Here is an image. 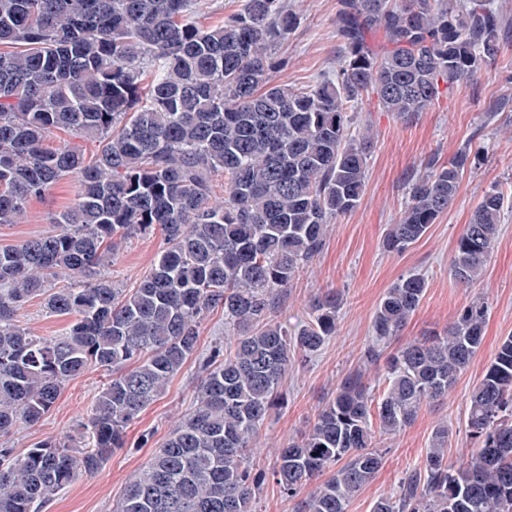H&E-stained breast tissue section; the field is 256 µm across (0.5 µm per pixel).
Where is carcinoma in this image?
Returning <instances> with one entry per match:
<instances>
[{"label":"carcinoma","instance_id":"1","mask_svg":"<svg viewBox=\"0 0 512 512\" xmlns=\"http://www.w3.org/2000/svg\"><path fill=\"white\" fill-rule=\"evenodd\" d=\"M196 0H0V224L72 175L80 191L58 230L0 249V437L38 423L70 378L108 373L80 440H47L14 459L0 448V512H41L122 446L127 425L165 390L197 348L206 314L238 328L233 352L205 363L195 406L125 485L114 512H257L261 473L250 455L279 399L290 356L319 351L336 333L329 289L290 332L271 319L278 292L317 255L329 224L357 207L370 138L349 136L348 104L372 92L401 119L426 109L494 60L506 22L493 0H339L336 77L307 91L267 85L286 61L274 49L299 17L279 0H244L203 28ZM66 130L99 143L52 148ZM470 152L462 149L409 186L385 238L397 253L418 242L454 202ZM229 177L224 200L213 177ZM504 197L485 192L451 263L465 288L481 284L499 235ZM160 228L166 249L130 289L101 275L106 253ZM427 288L399 280L372 321L375 346L394 340ZM75 316L63 336L33 335L16 312L33 296ZM477 296L444 330L386 360L379 429L395 434L426 402L448 396L483 342ZM372 400L349 374L311 428L279 452L273 476L296 512H348L374 477ZM473 448L448 460V426L371 512H512V336L500 342L468 401ZM306 497L303 489L319 477Z\"/></svg>","mask_w":512,"mask_h":512}]
</instances>
